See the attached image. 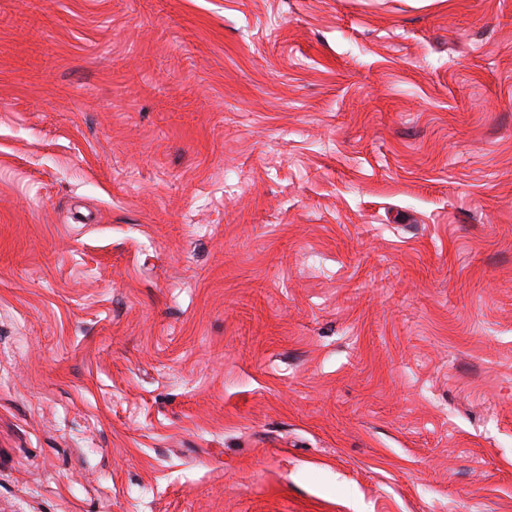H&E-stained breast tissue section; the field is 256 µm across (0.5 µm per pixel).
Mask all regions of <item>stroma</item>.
<instances>
[{"instance_id":"stroma-1","label":"stroma","mask_w":512,"mask_h":512,"mask_svg":"<svg viewBox=\"0 0 512 512\" xmlns=\"http://www.w3.org/2000/svg\"><path fill=\"white\" fill-rule=\"evenodd\" d=\"M0 512H512V0H0Z\"/></svg>"}]
</instances>
